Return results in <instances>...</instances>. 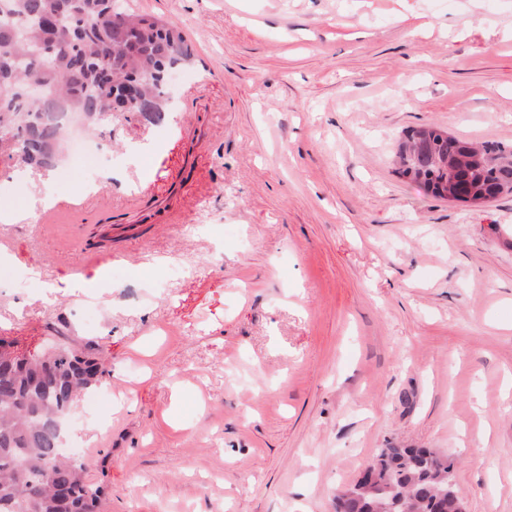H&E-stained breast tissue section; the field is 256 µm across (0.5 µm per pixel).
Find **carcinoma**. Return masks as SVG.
I'll return each mask as SVG.
<instances>
[{
	"mask_svg": "<svg viewBox=\"0 0 512 512\" xmlns=\"http://www.w3.org/2000/svg\"><path fill=\"white\" fill-rule=\"evenodd\" d=\"M108 16L86 9L58 13L57 0H0V137L28 165L51 167L62 151L61 114H79L92 128L139 87L136 111L165 121L168 72L188 57L183 31L130 12L113 0ZM44 86L39 99L23 88ZM395 173L415 186L456 178L474 199L512 194V145L472 143L436 124L407 130L395 152ZM47 358L0 362V512H96L99 486L84 460L61 454V416L107 372L93 342L77 344L54 329ZM371 490L355 483L340 493L344 512H440L436 500L453 483L455 457L432 448H380L369 462Z\"/></svg>",
	"mask_w": 512,
	"mask_h": 512,
	"instance_id": "cac0c4a2",
	"label": "carcinoma"
}]
</instances>
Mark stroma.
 Segmentation results:
<instances>
[{
    "label": "stroma",
    "mask_w": 512,
    "mask_h": 512,
    "mask_svg": "<svg viewBox=\"0 0 512 512\" xmlns=\"http://www.w3.org/2000/svg\"><path fill=\"white\" fill-rule=\"evenodd\" d=\"M180 27L174 109L115 112L85 165L0 147V339L54 327L108 372L68 418L98 512H335L377 449L454 453L468 512H512V196L426 194L407 129L512 142V0H129ZM80 265L87 295L50 292Z\"/></svg>",
    "instance_id": "35a3bbf8"
}]
</instances>
